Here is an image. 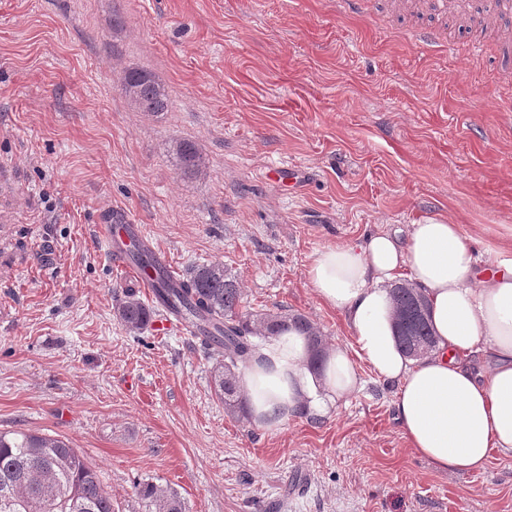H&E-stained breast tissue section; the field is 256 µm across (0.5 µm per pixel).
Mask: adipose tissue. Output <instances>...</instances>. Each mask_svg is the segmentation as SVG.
<instances>
[{
  "instance_id": "1",
  "label": "adipose tissue",
  "mask_w": 512,
  "mask_h": 512,
  "mask_svg": "<svg viewBox=\"0 0 512 512\" xmlns=\"http://www.w3.org/2000/svg\"><path fill=\"white\" fill-rule=\"evenodd\" d=\"M307 276L343 315L351 343L330 349L317 371L296 330L259 345L241 380L255 425L327 416L361 389L364 363L396 384L403 434L438 469L480 472L493 451L512 452V257L481 269L460 225L429 220L410 225L404 239L385 231L317 250ZM402 277L432 309L436 343L417 359L401 352L393 331L389 288Z\"/></svg>"
}]
</instances>
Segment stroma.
I'll list each match as a JSON object with an SVG mask.
<instances>
[{
    "instance_id": "stroma-1",
    "label": "stroma",
    "mask_w": 512,
    "mask_h": 512,
    "mask_svg": "<svg viewBox=\"0 0 512 512\" xmlns=\"http://www.w3.org/2000/svg\"><path fill=\"white\" fill-rule=\"evenodd\" d=\"M337 0H0V431L48 433L97 469L113 512L136 482L186 512H512V452L480 473L409 447L393 384L269 431L231 415L216 360L183 326L127 331L103 224L142 225L174 275L223 263L246 311L303 314L326 347L342 316L306 268L324 246L461 225L481 265L512 254V77L450 26L449 50ZM151 71L169 111L132 109ZM193 142L201 176L173 148ZM290 169L279 183L276 167ZM119 80L122 93L137 111L158 114L169 110V92L151 72L130 69L124 71Z\"/></svg>"
}]
</instances>
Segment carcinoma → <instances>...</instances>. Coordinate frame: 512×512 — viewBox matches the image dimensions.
<instances>
[{"label": "carcinoma", "instance_id": "1", "mask_svg": "<svg viewBox=\"0 0 512 512\" xmlns=\"http://www.w3.org/2000/svg\"><path fill=\"white\" fill-rule=\"evenodd\" d=\"M120 86L139 112L169 110V92L149 71H124ZM176 154L182 173L203 172L205 161L193 143H180ZM154 292L166 308L193 322L205 349L224 358L216 370L214 391L234 415H246L237 370L252 358L254 338L295 329L308 339L309 366L318 369L322 364L325 347L320 332L300 314L241 311L238 282L221 263L198 265L175 281L159 276ZM390 293L398 314L396 336L405 354L416 359L431 351L434 333L420 311L421 292L399 280ZM152 315L153 308L133 293L118 307L121 323L133 333L144 330ZM134 494L144 512H186L172 488L143 482L134 486ZM0 512H112V495L94 468L64 441L39 433L0 432Z\"/></svg>", "mask_w": 512, "mask_h": 512}]
</instances>
